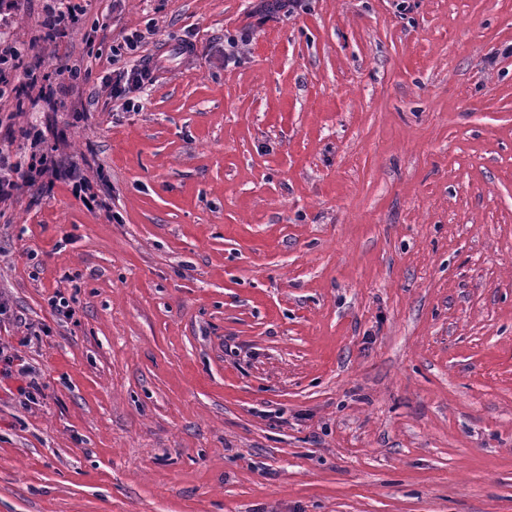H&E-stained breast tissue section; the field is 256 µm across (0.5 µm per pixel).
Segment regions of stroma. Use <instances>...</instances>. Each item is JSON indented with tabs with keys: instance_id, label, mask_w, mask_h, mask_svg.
<instances>
[{
	"instance_id": "stroma-1",
	"label": "stroma",
	"mask_w": 512,
	"mask_h": 512,
	"mask_svg": "<svg viewBox=\"0 0 512 512\" xmlns=\"http://www.w3.org/2000/svg\"><path fill=\"white\" fill-rule=\"evenodd\" d=\"M0 95L105 201L0 202V512H512V0H86ZM175 53L125 111L112 45ZM246 30L247 42L225 37ZM65 297V317L49 304ZM17 73L22 74L23 80L14 84L12 76ZM0 85L15 94L38 87V99L44 101H51L65 88L52 74L31 64L27 50L10 43L0 44ZM18 381V395L26 401L31 400L39 390L38 379L33 375L26 359L18 347L0 343V381Z\"/></svg>"
}]
</instances>
